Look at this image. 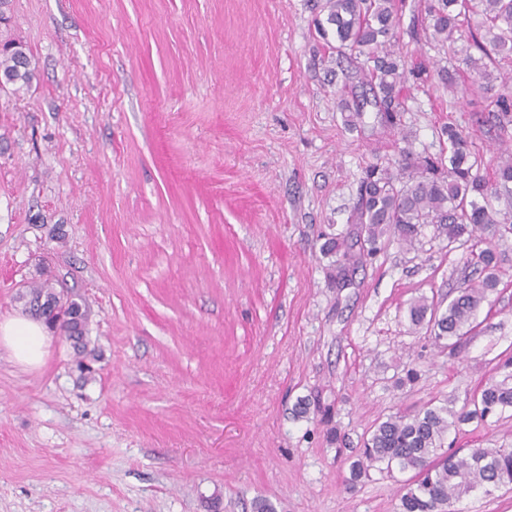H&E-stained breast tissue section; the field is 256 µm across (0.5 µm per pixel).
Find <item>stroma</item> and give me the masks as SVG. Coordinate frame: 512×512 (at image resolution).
<instances>
[{"mask_svg":"<svg viewBox=\"0 0 512 512\" xmlns=\"http://www.w3.org/2000/svg\"><path fill=\"white\" fill-rule=\"evenodd\" d=\"M323 3L12 0L6 33L37 75L0 89V321L49 279L87 327L79 344L51 334L35 369L0 348V512H397L410 472L345 483L375 424L470 407L504 378L512 239L455 357L409 307L481 281L478 247L427 226L344 282L320 247L355 237L370 165L439 156L451 123L490 179L512 123L434 49L428 0L399 11L405 112L355 114L358 53L318 37ZM444 448H512V411L451 427Z\"/></svg>","mask_w":512,"mask_h":512,"instance_id":"stroma-1","label":"stroma"}]
</instances>
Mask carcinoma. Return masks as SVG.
I'll use <instances>...</instances> for the list:
<instances>
[{
	"label": "carcinoma",
	"instance_id": "obj_1",
	"mask_svg": "<svg viewBox=\"0 0 512 512\" xmlns=\"http://www.w3.org/2000/svg\"><path fill=\"white\" fill-rule=\"evenodd\" d=\"M326 23L331 25L340 46L367 55L373 63L374 81L368 93L383 119L394 123L404 111L399 87L404 64L386 49L396 37L398 19L393 0H325ZM428 14L434 39L442 46L453 41L461 20L472 15L484 17L482 33L472 36L482 53L478 59L467 54L462 61L488 76L487 62L495 54H512V0H431ZM16 40H3L0 51V88L28 87L35 78L31 55L26 48H13ZM448 165L424 158L406 163L402 176L373 167L356 206L357 223L364 232L369 252L395 238L407 246L419 241L421 229L430 224L438 237L450 241L470 239L476 231L489 239L512 236V159L500 163L494 180L483 178L474 168L472 145L462 131L450 126ZM485 276L478 285L458 291L444 311L423 297L410 305L412 325L426 326L435 340L444 342L451 356L467 345L473 323L488 294L497 288L500 256L495 246L479 254ZM63 292L44 282L29 288V311L43 317L58 306ZM71 319L59 326L60 334L81 339L86 330L82 304L69 300ZM512 410V373L501 381H490L474 400L473 409L458 413L448 406L427 407L413 414L390 416L379 422L360 449V458L350 465V480L365 473L364 461L384 463L401 471L413 470L412 482L404 487L398 512H446L450 501L487 485L512 488V448H474L466 458L441 451L449 427L469 419L484 420L497 412Z\"/></svg>",
	"mask_w": 512,
	"mask_h": 512
}]
</instances>
